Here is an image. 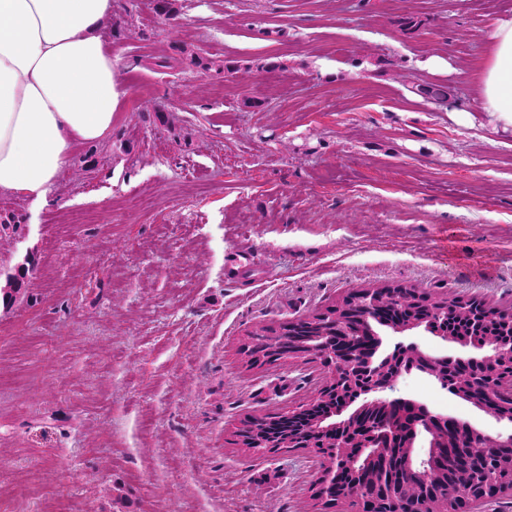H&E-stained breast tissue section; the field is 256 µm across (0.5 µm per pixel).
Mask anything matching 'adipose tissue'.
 Returning a JSON list of instances; mask_svg holds the SVG:
<instances>
[{"instance_id": "ef3b65f1", "label": "adipose tissue", "mask_w": 512, "mask_h": 512, "mask_svg": "<svg viewBox=\"0 0 512 512\" xmlns=\"http://www.w3.org/2000/svg\"><path fill=\"white\" fill-rule=\"evenodd\" d=\"M112 0H0V193L47 205L78 142L112 132L119 91L100 31ZM477 98L512 136V14L497 19Z\"/></svg>"}]
</instances>
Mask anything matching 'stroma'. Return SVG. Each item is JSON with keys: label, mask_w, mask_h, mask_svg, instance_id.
I'll use <instances>...</instances> for the list:
<instances>
[{"label": "stroma", "mask_w": 512, "mask_h": 512, "mask_svg": "<svg viewBox=\"0 0 512 512\" xmlns=\"http://www.w3.org/2000/svg\"><path fill=\"white\" fill-rule=\"evenodd\" d=\"M508 12L512 0H177L165 19L153 0H113L111 135L74 146L39 215L0 193L25 226L0 240V269L30 250L38 262L35 301L0 312V375L25 380L0 393V512H315L311 453L271 459L234 433L310 401L323 369L249 368L239 347L373 285L512 306V138L489 134L474 88ZM181 45L239 70L192 71ZM433 85L447 104L421 95ZM129 193L153 210L130 214ZM75 209L94 221L67 223ZM400 394L502 429L422 377Z\"/></svg>", "instance_id": "stroma-1"}]
</instances>
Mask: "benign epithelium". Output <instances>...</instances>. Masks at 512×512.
<instances>
[{
	"mask_svg": "<svg viewBox=\"0 0 512 512\" xmlns=\"http://www.w3.org/2000/svg\"><path fill=\"white\" fill-rule=\"evenodd\" d=\"M418 297L416 304L431 315L444 310V298L408 286H378L360 288L348 292L326 312L288 321L271 331L260 326L250 331L241 347V355L246 364L253 366L272 361L271 352L286 329L309 324L320 328V335H326L325 326L336 325L349 313L358 308H377L385 311L393 296ZM395 334L422 330L443 343H455L478 351L477 356L450 358L421 350L416 344L397 343L391 353L379 360L368 358L362 365L345 360L341 343L327 349L329 356L304 352L299 358L321 360L327 369L326 377L313 399L299 407L280 413L282 418H294L314 409L332 403V412L312 421V429L326 436L324 445L333 448V457L325 458L314 483L313 499L328 506L344 497L341 491L340 466L352 470L361 463L372 468L374 481L382 488L381 495L359 500L364 505L360 512H429L432 501L441 497V489L428 481L412 484L404 481L402 470L393 471L387 466L389 449L401 444L403 457L401 464L414 465L415 444L424 439L427 450L443 447L446 439L444 422L446 417L436 414L422 403L395 396L399 383L408 375L416 374L432 382L442 390L475 404L490 414L497 422L512 426V414H504L490 403L492 394L488 385H495L498 392H505L512 401V376H498V366L502 362L512 363V336L501 340H484L466 343L452 336L432 329L430 320H418L403 316L392 324ZM466 365L479 363L481 368L474 371L467 384L448 385V370L455 363ZM398 402L412 407L413 413L402 419L397 427L378 432L366 421L368 413L377 407L391 408ZM275 419L264 414H256L245 419L236 432L240 447L259 449L268 456L275 457L290 449L314 448L293 433L276 436L269 430ZM486 447L492 449L494 463L500 468L512 469V432H499L494 436L485 435ZM463 468L484 467L485 479L476 483V489H467L457 495L459 504L479 503L497 496L512 495V486H502L486 468V462L472 456L461 455Z\"/></svg>",
	"mask_w": 512,
	"mask_h": 512,
	"instance_id": "7a95c632",
	"label": "benign epithelium"
}]
</instances>
